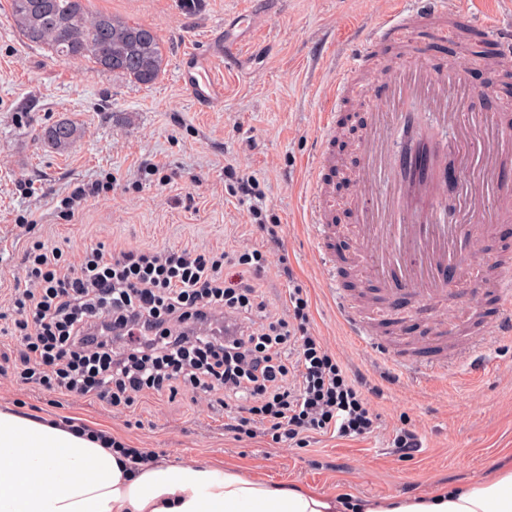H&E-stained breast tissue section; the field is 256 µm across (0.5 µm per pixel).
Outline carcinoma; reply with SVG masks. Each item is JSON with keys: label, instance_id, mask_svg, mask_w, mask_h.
I'll list each match as a JSON object with an SVG mask.
<instances>
[{"label": "carcinoma", "instance_id": "obj_1", "mask_svg": "<svg viewBox=\"0 0 512 512\" xmlns=\"http://www.w3.org/2000/svg\"><path fill=\"white\" fill-rule=\"evenodd\" d=\"M36 0H8L9 14L30 45L48 50L67 61L89 60L104 71L119 73L141 85L161 73L162 42L150 27L131 24L107 12L93 11L89 0H44L46 8L37 24L26 23ZM70 123L45 127V141L60 145L72 137Z\"/></svg>", "mask_w": 512, "mask_h": 512}]
</instances>
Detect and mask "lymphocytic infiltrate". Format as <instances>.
<instances>
[{"label": "lymphocytic infiltrate", "instance_id": "f902f5d3", "mask_svg": "<svg viewBox=\"0 0 512 512\" xmlns=\"http://www.w3.org/2000/svg\"><path fill=\"white\" fill-rule=\"evenodd\" d=\"M234 193L251 200L261 248L231 257L202 247L106 246L80 254L34 241L22 257L27 287L0 309V334L18 347L13 374L52 397L94 399L123 413L150 396L200 393L228 410L235 439L307 444L311 435H371L378 395L311 328L280 227L268 223L259 181L225 164ZM277 255L288 312L268 311L248 279ZM235 259L243 275L224 277Z\"/></svg>", "mask_w": 512, "mask_h": 512}]
</instances>
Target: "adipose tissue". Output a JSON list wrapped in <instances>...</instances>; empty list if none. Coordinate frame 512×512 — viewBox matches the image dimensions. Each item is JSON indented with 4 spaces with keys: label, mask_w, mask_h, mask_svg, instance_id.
<instances>
[{
    "label": "adipose tissue",
    "mask_w": 512,
    "mask_h": 512,
    "mask_svg": "<svg viewBox=\"0 0 512 512\" xmlns=\"http://www.w3.org/2000/svg\"><path fill=\"white\" fill-rule=\"evenodd\" d=\"M0 512H512V466L459 488L363 499L288 488L232 468L128 461L88 432L0 408Z\"/></svg>",
    "instance_id": "adipose-tissue-1"
}]
</instances>
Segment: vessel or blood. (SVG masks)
<instances>
[{
	"label": "vessel or blood",
	"instance_id": "obj_1",
	"mask_svg": "<svg viewBox=\"0 0 512 512\" xmlns=\"http://www.w3.org/2000/svg\"><path fill=\"white\" fill-rule=\"evenodd\" d=\"M425 24L432 25L440 38H453L448 0H392L391 10L377 24V36L356 54L353 71L370 67L385 45L410 44ZM181 80L200 104L213 103L220 94L209 58L187 55ZM438 85L436 75L430 72L422 85L371 91L374 98H391L393 107L379 114L370 132L367 164L357 175L361 187L384 189L376 212L363 211L358 216L359 222L368 226L359 247L368 259L367 276L394 296L415 288L421 296L441 298L470 279L468 230L459 224L457 210L445 214L430 210L447 180L449 165L473 162L478 166L475 179L459 183L461 197L500 198V206L489 213L485 227L491 229L512 222V188L500 180L503 159L512 157V132L479 137L475 129L482 125V115L461 110ZM431 87L437 91L435 123L455 132L454 139L441 148L415 131L413 105L423 100ZM394 125L400 128L403 139L397 148L399 163L391 167L386 162L384 130ZM334 205L333 196L314 191L309 206L310 223H330ZM496 286L501 301L491 328L496 335L511 336L512 266Z\"/></svg>",
	"mask_w": 512,
	"mask_h": 512
}]
</instances>
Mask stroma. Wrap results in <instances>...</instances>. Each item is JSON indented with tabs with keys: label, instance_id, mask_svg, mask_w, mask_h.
<instances>
[{
	"label": "stroma",
	"instance_id": "1",
	"mask_svg": "<svg viewBox=\"0 0 512 512\" xmlns=\"http://www.w3.org/2000/svg\"><path fill=\"white\" fill-rule=\"evenodd\" d=\"M448 5L460 10L461 30L487 18L500 34L491 49L512 46V0ZM90 7L157 31L163 64L153 84L133 83L88 62L62 61L26 44L6 0H0V301L20 277L19 258L33 236L74 254L115 242L239 252L260 247L247 204L233 197L224 180L229 162L259 179L267 215L280 224L296 282L307 291L315 333L380 388L374 399L380 426L361 441L317 435L302 449L267 437L238 441L224 432L225 414L210 409L203 397H149L124 413L70 397L53 407L47 396L18 385L8 363L0 365V406L81 419L130 447L156 452L163 462L232 466L250 477L355 498L425 495L439 486L473 483L512 463V337L486 335L498 307L493 285L499 276L486 261L512 254V224L471 237L469 247L484 268L435 319L436 327L451 329L442 343L446 364L435 373L409 365L424 353L410 314L411 293L392 300L365 278V294L347 287L336 251L359 250V227L350 215H342L340 225H325L322 249L308 227L319 149L352 172L363 163L359 143L339 149L321 115L337 73L374 37V23L389 11V0H90ZM224 37L236 43L237 53L214 62L222 95L202 109L179 82L182 57L209 55ZM415 51V58L397 60L378 79L392 80L418 59L443 70L458 56L456 44L429 28L417 38ZM457 73L454 89L465 91L475 107L482 87L492 84L497 103L489 117L512 126V76L469 64ZM58 120L79 128L62 151L39 138L44 126ZM146 161L163 166L170 183L148 174ZM106 172L116 180L112 195L67 219L61 198ZM188 194L194 203L185 202ZM31 214L41 222L30 234L22 222ZM340 294L369 317H380L389 303L399 318L370 327L371 344L363 346L336 314ZM403 426L415 429L422 441L407 461L390 446L395 429Z\"/></svg>",
	"mask_w": 512,
	"mask_h": 512
}]
</instances>
